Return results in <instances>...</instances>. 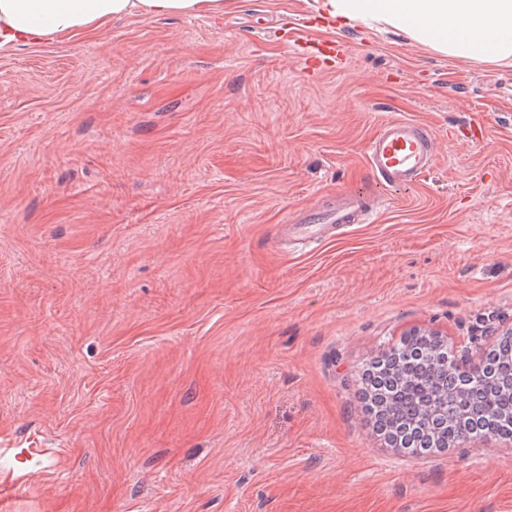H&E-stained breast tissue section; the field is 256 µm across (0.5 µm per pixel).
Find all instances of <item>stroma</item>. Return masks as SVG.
Wrapping results in <instances>:
<instances>
[{
	"mask_svg": "<svg viewBox=\"0 0 512 512\" xmlns=\"http://www.w3.org/2000/svg\"><path fill=\"white\" fill-rule=\"evenodd\" d=\"M336 39L313 75L300 42ZM393 116L444 144L377 183ZM367 187L314 251L297 209ZM512 326V66L318 0L127 16L0 52V496L10 512H512V443L416 457L365 422L414 330Z\"/></svg>",
	"mask_w": 512,
	"mask_h": 512,
	"instance_id": "1",
	"label": "stroma"
}]
</instances>
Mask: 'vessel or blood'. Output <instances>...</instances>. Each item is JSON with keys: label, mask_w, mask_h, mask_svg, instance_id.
Instances as JSON below:
<instances>
[{"label": "vessel or blood", "mask_w": 512, "mask_h": 512, "mask_svg": "<svg viewBox=\"0 0 512 512\" xmlns=\"http://www.w3.org/2000/svg\"><path fill=\"white\" fill-rule=\"evenodd\" d=\"M439 154V142L424 124L400 117L381 125L369 145L367 162L381 185L405 187L430 172ZM374 202V196L364 189L340 193L322 210L294 212L289 223L310 241L331 239L349 225L367 223Z\"/></svg>", "instance_id": "b4317fda"}]
</instances>
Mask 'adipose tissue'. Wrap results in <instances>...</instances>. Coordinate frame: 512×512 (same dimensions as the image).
Returning a JSON list of instances; mask_svg holds the SVG:
<instances>
[{
  "label": "adipose tissue",
  "instance_id": "adipose-tissue-1",
  "mask_svg": "<svg viewBox=\"0 0 512 512\" xmlns=\"http://www.w3.org/2000/svg\"><path fill=\"white\" fill-rule=\"evenodd\" d=\"M224 0H0V51L88 33L112 19L218 13ZM347 24L386 25L458 59L512 64V0H322Z\"/></svg>",
  "mask_w": 512,
  "mask_h": 512
}]
</instances>
